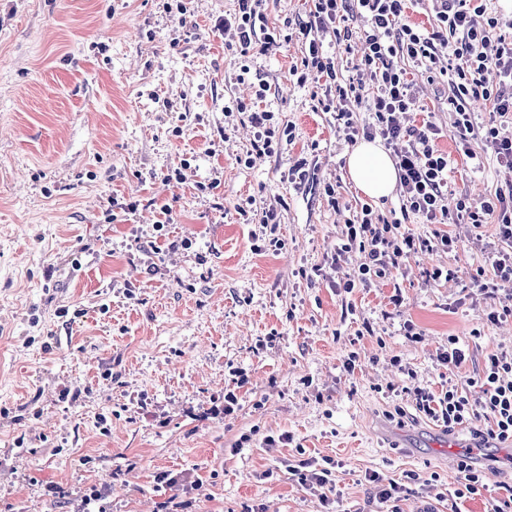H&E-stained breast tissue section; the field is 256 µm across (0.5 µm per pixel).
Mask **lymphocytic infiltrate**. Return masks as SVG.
<instances>
[{
	"label": "lymphocytic infiltrate",
	"mask_w": 512,
	"mask_h": 512,
	"mask_svg": "<svg viewBox=\"0 0 512 512\" xmlns=\"http://www.w3.org/2000/svg\"><path fill=\"white\" fill-rule=\"evenodd\" d=\"M238 10L225 19L226 48L248 53L253 49L268 51L275 42L268 33L262 0H237ZM434 11L439 28L422 33L404 21L406 0H312L307 21L301 32L308 42V55L303 61L314 80H322L335 94L326 107L336 113V119L347 133L348 141L357 136L381 138L396 146V166L402 188L404 210L420 215L426 223L439 224L447 220L448 192L447 154L436 144L438 129L427 123L415 129H402L396 121L401 112L418 110L414 85L405 70L395 66L393 58L403 54L424 67L426 72L451 74L448 104L453 112L454 127L460 143L482 138L497 162L512 168V138L499 134L496 126H478L473 104L483 99L492 105L498 118L512 120V40L496 36L500 25L498 16L487 15L486 5L479 0H435ZM356 10L367 23L361 38L363 61L370 74L373 103L370 107L376 122L357 126L354 108L362 104L363 95L355 83L338 82L336 55L326 53L322 37L335 25L341 12ZM485 16L484 25H477L476 17ZM495 71L499 81L487 85L485 74ZM458 211L466 213L473 226H480L485 216L496 219L500 248L492 262V275H479L477 288L498 291L512 285V184L497 191L494 200L469 208L458 203ZM455 238L441 233L422 237L402 231L396 224H378L371 209H363L360 220L347 227L336 246L337 257L352 251L364 253L362 263L345 291L368 286L375 278H384L417 254L438 249H453ZM468 389L450 386L441 394L428 388L414 387L413 393L419 412L448 428L475 421H486V434L501 442L512 441V356L489 354L477 377L469 379ZM478 395H471V388ZM340 464L331 458L295 459L288 471L299 484L317 492L323 502L339 497L336 471Z\"/></svg>",
	"instance_id": "obj_1"
}]
</instances>
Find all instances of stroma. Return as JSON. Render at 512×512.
Here are the masks:
<instances>
[{
    "mask_svg": "<svg viewBox=\"0 0 512 512\" xmlns=\"http://www.w3.org/2000/svg\"><path fill=\"white\" fill-rule=\"evenodd\" d=\"M236 7L0 0V512H75L92 487L106 512H327L286 470L301 448L342 462L336 512H448L440 496L465 455L484 486L461 512H490L512 499V443L419 414L412 387L465 384L488 354L512 352V317L488 318L512 290L473 286L495 224H427L396 191L370 201L347 175L352 146L323 83L293 74L308 0H263L281 40L245 58L218 28ZM394 63L422 104L401 122L434 123L454 161L449 205L506 187L511 170L492 157L470 168L459 151L446 76ZM232 100L273 112L293 139L238 164L253 130L243 114L227 124ZM366 206L463 246L345 292L364 256L330 257ZM152 239L162 252L149 258ZM436 268L452 278L429 279ZM452 336L469 356L450 370L437 356ZM369 470L404 486L398 505L375 498Z\"/></svg>",
    "mask_w": 512,
    "mask_h": 512,
    "instance_id": "1",
    "label": "stroma"
}]
</instances>
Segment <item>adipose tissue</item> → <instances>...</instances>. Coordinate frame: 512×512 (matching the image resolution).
<instances>
[{
	"label": "adipose tissue",
	"instance_id": "ef3b65f1",
	"mask_svg": "<svg viewBox=\"0 0 512 512\" xmlns=\"http://www.w3.org/2000/svg\"><path fill=\"white\" fill-rule=\"evenodd\" d=\"M347 173L368 197L378 200L388 196L397 181V170L389 152L376 141L358 144L347 156Z\"/></svg>",
	"mask_w": 512,
	"mask_h": 512
}]
</instances>
